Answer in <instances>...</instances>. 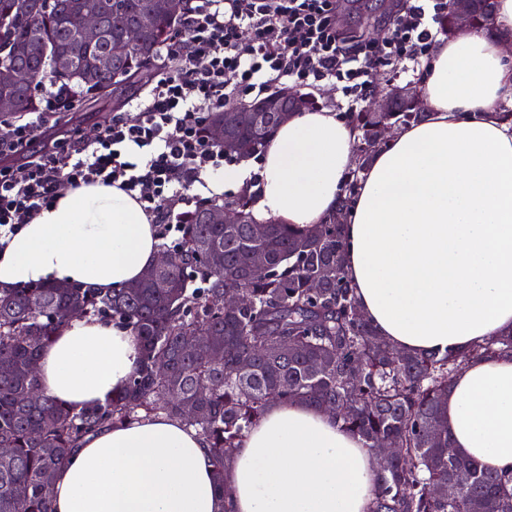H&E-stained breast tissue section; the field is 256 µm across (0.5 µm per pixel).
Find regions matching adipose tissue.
Instances as JSON below:
<instances>
[{"label": "adipose tissue", "mask_w": 512, "mask_h": 512, "mask_svg": "<svg viewBox=\"0 0 512 512\" xmlns=\"http://www.w3.org/2000/svg\"><path fill=\"white\" fill-rule=\"evenodd\" d=\"M512 0L492 29L436 44L426 118L374 153L347 210L345 274L377 335L418 353L467 354L512 332ZM356 132L339 113H296L267 145L256 223L306 227L336 210ZM158 255L138 199L118 184L63 191L0 246V292L66 282L106 292ZM140 360L129 331L77 317L40 354L44 393L80 408L120 392ZM453 447L512 473V359L468 360L444 400ZM374 451L326 411L272 402L235 448L216 487L210 451L164 414L89 436L53 483L56 512H368Z\"/></svg>", "instance_id": "obj_1"}]
</instances>
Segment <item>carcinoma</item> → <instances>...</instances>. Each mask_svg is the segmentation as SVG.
<instances>
[{
  "instance_id": "1",
  "label": "carcinoma",
  "mask_w": 512,
  "mask_h": 512,
  "mask_svg": "<svg viewBox=\"0 0 512 512\" xmlns=\"http://www.w3.org/2000/svg\"><path fill=\"white\" fill-rule=\"evenodd\" d=\"M188 0L177 10L163 0H0V64L26 75L11 88L20 117L36 110V88L47 73L63 85L107 97L133 93L152 80L159 51L180 29ZM493 0H476L474 24L489 25ZM102 22L91 44L81 33L84 13ZM152 15L142 40L96 64L108 43L141 16ZM27 46L16 56L12 47ZM417 87L397 88L391 112H348L357 133L358 170L338 209H348L359 171L384 141L382 126L402 127L424 113L412 106ZM279 118L264 127L241 112L224 136V151L247 157L274 135L285 112L315 104L308 94L277 100ZM252 196L243 191L220 204L237 224H213L212 204L191 211L169 265L107 294L68 284L38 283L0 293V512H54L56 472L85 438L141 415L164 413L209 445L218 488L224 466L244 434L274 400H301L331 411L368 447L387 439L400 448L384 462L370 512H512V474L504 476L448 448L443 398L450 378L470 358L512 357V334L468 355L402 352L376 336L359 311L344 272V225L328 219L305 229L271 222L252 234ZM224 252V265L208 259ZM266 255L257 267L253 253ZM246 298L224 309V293ZM73 309L106 317L128 329L141 349L124 389L102 405L75 409L43 393L35 364ZM166 371L156 370L158 361Z\"/></svg>"
}]
</instances>
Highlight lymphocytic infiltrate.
Returning <instances> with one entry per match:
<instances>
[{"label":"lymphocytic infiltrate","mask_w":512,"mask_h":512,"mask_svg":"<svg viewBox=\"0 0 512 512\" xmlns=\"http://www.w3.org/2000/svg\"><path fill=\"white\" fill-rule=\"evenodd\" d=\"M337 0H193L180 34L163 45L137 113H114L97 135L57 139L17 169L6 160L34 141L37 121L0 140V237L18 232L67 188L120 183L152 216L160 239L181 232L204 172L234 164L205 132L209 113L285 81L329 83L346 111H360L376 66H419L443 36L450 0H402L379 42L348 38ZM251 39H243V30Z\"/></svg>","instance_id":"1"}]
</instances>
